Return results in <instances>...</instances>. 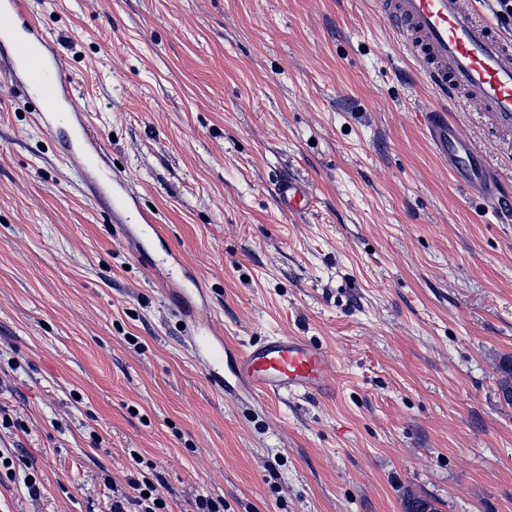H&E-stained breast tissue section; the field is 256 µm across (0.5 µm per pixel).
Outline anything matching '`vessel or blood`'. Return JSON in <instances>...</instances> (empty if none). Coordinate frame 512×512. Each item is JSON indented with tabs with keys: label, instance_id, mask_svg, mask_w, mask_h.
Masks as SVG:
<instances>
[{
	"label": "vessel or blood",
	"instance_id": "1",
	"mask_svg": "<svg viewBox=\"0 0 512 512\" xmlns=\"http://www.w3.org/2000/svg\"><path fill=\"white\" fill-rule=\"evenodd\" d=\"M380 8L388 25L406 38L426 83L441 102L426 113L425 124L449 172L485 208L503 210L505 191L498 177L460 136L442 104L474 101L512 126V41L502 39L489 19L478 13L475 0H380ZM0 58L7 74L37 104L41 123L49 129L66 124L69 148L83 153L90 169L98 170L104 161L99 135L75 111L72 87L62 75L59 58L23 0H0ZM94 189L98 199L111 205L113 216H124L138 206L136 199L124 193L120 177H108L95 183ZM276 198L291 214H305L312 207L308 186L292 175L280 179ZM159 233V225L149 215L143 216L139 228L125 230L135 256L151 270L164 271L183 312L191 313L202 290L191 286L187 269L173 270L167 257L146 249L147 237ZM190 342L211 386L219 391L232 389L276 399L288 393L326 394L333 389L330 355L299 336H271L240 348L197 325Z\"/></svg>",
	"mask_w": 512,
	"mask_h": 512
}]
</instances>
